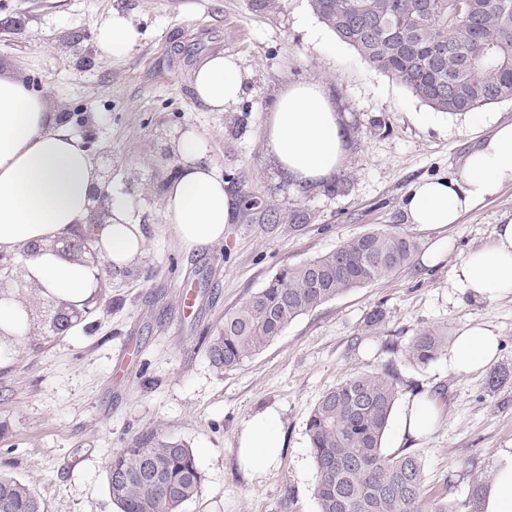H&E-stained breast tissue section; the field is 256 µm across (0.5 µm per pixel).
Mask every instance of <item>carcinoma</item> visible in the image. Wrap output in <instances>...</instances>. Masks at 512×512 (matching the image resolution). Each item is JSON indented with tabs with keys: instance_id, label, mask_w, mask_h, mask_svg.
<instances>
[{
	"instance_id": "1",
	"label": "carcinoma",
	"mask_w": 512,
	"mask_h": 512,
	"mask_svg": "<svg viewBox=\"0 0 512 512\" xmlns=\"http://www.w3.org/2000/svg\"><path fill=\"white\" fill-rule=\"evenodd\" d=\"M321 21L374 68L402 82L421 102L462 114L512 102V0H311ZM410 236L369 229L335 249L279 268L259 291L224 314L210 337L211 365L233 370L260 354L297 318L410 265ZM20 264L0 253V288H18ZM61 304L46 324L50 335L74 323ZM447 343L439 329L413 337L409 356L434 360ZM398 390L382 375L351 373L311 409L306 435L317 471L319 512H458L424 503L425 472L414 452L388 454L382 440ZM107 488L121 512H182L203 476L190 446L144 433L112 453ZM0 512H44L27 484L0 473Z\"/></svg>"
}]
</instances>
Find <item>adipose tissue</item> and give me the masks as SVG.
I'll use <instances>...</instances> for the list:
<instances>
[{
    "instance_id": "ef3b65f1",
    "label": "adipose tissue",
    "mask_w": 512,
    "mask_h": 512,
    "mask_svg": "<svg viewBox=\"0 0 512 512\" xmlns=\"http://www.w3.org/2000/svg\"><path fill=\"white\" fill-rule=\"evenodd\" d=\"M94 33L100 53L116 59L130 55L139 39L126 15L116 10L95 21ZM246 78L239 59L220 52L195 67L191 85L202 105L222 112L240 100ZM472 123L486 134L464 157L459 176L425 178L410 186L402 202L408 223L442 230L512 187V121L477 112ZM263 139L278 167L300 185L330 180L345 154L340 118L325 87L314 81L278 93ZM169 145L177 172L160 201L165 230L188 252L223 241L234 199L208 158L207 140L186 126L172 132ZM102 181L98 161L73 134L60 104L30 87L23 69L0 67V252L21 254L30 243L41 244V252L23 257L22 263L26 280L38 285L44 298L79 304L93 292L90 269L60 259L51 246L85 226L93 205L90 190ZM132 211L126 196L113 193L112 221L99 231L106 255L119 265L140 257L146 243ZM452 279L477 301L512 295V221L494 225L487 243L454 265ZM499 346L491 328L467 326L448 349V366L465 375L485 370ZM441 418L438 399L412 396L403 406L399 434L423 439ZM237 444L239 459L253 476L274 470L284 446L277 412L250 416ZM481 512H512V449L498 456L482 490Z\"/></svg>"
}]
</instances>
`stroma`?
<instances>
[{
	"label": "stroma",
	"instance_id": "1",
	"mask_svg": "<svg viewBox=\"0 0 512 512\" xmlns=\"http://www.w3.org/2000/svg\"><path fill=\"white\" fill-rule=\"evenodd\" d=\"M124 12L139 34L131 55H99L93 25ZM8 33L0 63L28 68L35 89L49 90L72 113L80 137L112 155V188L134 201L144 253L132 275L98 289L94 312L66 333L33 328L0 345V472L28 485L45 512H115L105 472L112 453L154 429L187 442L203 475L183 512H318L317 472L305 434L321 395L352 372L386 375L399 401L441 394L444 415L424 440L383 439L389 453H419L428 501L479 512L480 494L500 451L512 448V296L476 301L452 280L463 254L484 245L494 225L512 218V188L450 225L452 252L422 262L437 234L407 223L409 187L426 177H455L478 135L465 117H418L427 105L398 80L370 66L314 13L310 0H0ZM240 58L248 78L241 100L210 112L190 72L217 52ZM325 85L348 132L336 174L346 193L304 188L277 169L262 130L285 85ZM193 126L229 182L235 200L223 241L186 252L163 230L160 199L176 169L165 136ZM256 200L248 207L247 198ZM280 214L265 223L263 209ZM370 228L409 235L411 264L345 293L292 322L259 355L216 371L206 337L225 312L261 289L281 266L336 248ZM196 304L185 309L184 294ZM385 321L366 324L373 308ZM471 323L500 337L497 361L464 375L445 355L411 362L408 346L423 328L447 336ZM274 409L285 439L278 468L255 479L242 469L236 437L253 413Z\"/></svg>",
	"mask_w": 512,
	"mask_h": 512
}]
</instances>
